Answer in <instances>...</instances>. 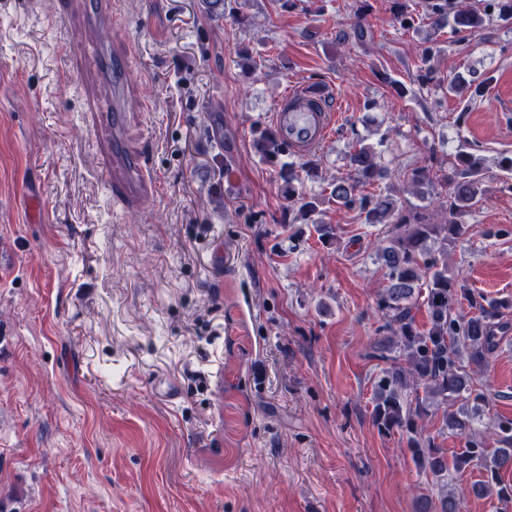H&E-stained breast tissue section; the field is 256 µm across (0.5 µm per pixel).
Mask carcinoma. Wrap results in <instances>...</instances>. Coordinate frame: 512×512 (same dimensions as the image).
I'll use <instances>...</instances> for the list:
<instances>
[{
	"instance_id": "1",
	"label": "carcinoma",
	"mask_w": 512,
	"mask_h": 512,
	"mask_svg": "<svg viewBox=\"0 0 512 512\" xmlns=\"http://www.w3.org/2000/svg\"><path fill=\"white\" fill-rule=\"evenodd\" d=\"M391 3L392 15L402 28L410 29L415 20L426 19L435 34L448 26L457 33L472 32L483 28L489 17L486 11L467 7L450 12L448 0H428L426 12L418 17L410 10V0ZM432 54L433 48L427 47L421 56L416 79L423 88L434 82ZM254 133V148L261 159L277 163L285 145L269 128H257ZM349 166L353 176L330 183L329 200L357 208L366 224L391 226L377 249L385 278L377 308L387 318L384 328L389 336L376 350L390 366L377 382L374 422L385 431L405 434L417 467L436 482L437 497L422 498L420 512H461L460 500L448 486L454 476L474 467L486 472V479L472 486L474 495L511 503L512 483L503 481L500 472L512 467V422L498 423L490 440L477 435L487 395L474 385L473 372L488 363L512 330V323L503 318V310L512 309V300L489 301L469 288L467 280L448 275V245L466 234L463 217L484 202L481 162L463 152L455 157L458 173L442 174L446 195L438 221L425 209L382 190L360 194L361 187L389 176L381 153L372 147L353 146ZM278 175L284 210L313 225L322 240L330 241L333 228L312 219L318 198L298 192L295 168L282 166ZM436 177L431 168H418L411 172L410 184L417 189L434 183ZM420 305L426 307L429 318L424 328L417 325L413 313ZM439 410L443 424L466 438L464 448L450 456L419 427L429 413Z\"/></svg>"
}]
</instances>
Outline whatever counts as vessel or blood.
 I'll use <instances>...</instances> for the list:
<instances>
[{
  "instance_id": "vessel-or-blood-1",
  "label": "vessel or blood",
  "mask_w": 512,
  "mask_h": 512,
  "mask_svg": "<svg viewBox=\"0 0 512 512\" xmlns=\"http://www.w3.org/2000/svg\"><path fill=\"white\" fill-rule=\"evenodd\" d=\"M85 59L89 68L103 73L113 84L118 85L124 81L125 61L121 55L90 49L86 51ZM329 100L328 92H315L301 86L289 89L278 102L273 128L286 142L291 153L307 155L329 138L339 119ZM144 165L143 158L128 153L120 142H113L114 176L108 182L113 196L138 199L146 195L148 189L141 178Z\"/></svg>"
}]
</instances>
